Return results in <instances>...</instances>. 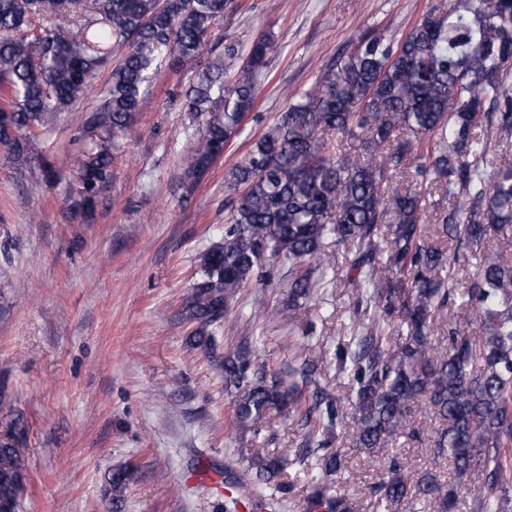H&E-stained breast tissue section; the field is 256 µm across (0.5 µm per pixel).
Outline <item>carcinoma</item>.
I'll return each instance as SVG.
<instances>
[{"label":"carcinoma","mask_w":512,"mask_h":512,"mask_svg":"<svg viewBox=\"0 0 512 512\" xmlns=\"http://www.w3.org/2000/svg\"><path fill=\"white\" fill-rule=\"evenodd\" d=\"M231 0H0V145L26 163L38 127L73 110L96 72L112 67L99 101L84 110L77 137L98 130L104 144L77 166L78 209L90 210L112 181L114 141L136 132L137 112L157 61L179 69L196 61ZM128 45L112 64V45ZM273 45L255 41L231 83L224 71L235 59L208 58L188 90V110L205 117V131L187 157V171L205 172L224 152L242 118L253 110L258 77ZM512 0H456L448 13H427L400 40L366 31L353 51L322 71L288 104L277 122L227 174L238 193L224 238L198 258V277L182 305L192 325L184 347L217 362L235 423L254 432L273 414L301 417L302 450L255 454L251 493L285 486L296 462L310 457L316 485L309 497L320 512H357V501L334 491L344 468L335 447L344 422L339 395L318 385L304 359L288 375H268L254 351H220L216 334L233 320L241 289L266 283L263 269L288 263V303L314 293L335 258L327 238L353 249L351 268L364 289L352 320L351 343L336 347L340 370L356 389L353 446L378 453L392 438L427 440L451 458L457 479L474 463L486 465L475 512H501L497 490L509 482L503 449L512 446V252L488 247L512 241V163L484 175L485 131L512 135ZM362 141L353 154L344 139ZM413 165L416 185L444 188L448 209L441 233L464 244L473 267L462 294L476 313L475 332L462 333L448 316L456 292L440 275L460 261L425 239L423 197L385 186L391 172ZM392 227L385 264H379L381 225ZM442 333L432 346L430 335ZM425 402L439 425L411 422ZM26 427L16 418L0 440V512H18L27 481ZM383 478L369 496L408 512L457 507L458 484L430 473L411 488L406 462L380 457ZM129 471L112 470L108 483L120 512Z\"/></svg>","instance_id":"carcinoma-1"}]
</instances>
